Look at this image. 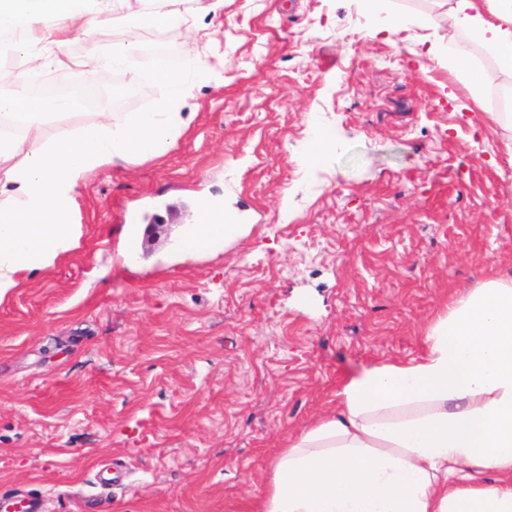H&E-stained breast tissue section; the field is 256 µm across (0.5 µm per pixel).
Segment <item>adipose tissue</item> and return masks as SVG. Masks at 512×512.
I'll return each instance as SVG.
<instances>
[{"label": "adipose tissue", "mask_w": 512, "mask_h": 512, "mask_svg": "<svg viewBox=\"0 0 512 512\" xmlns=\"http://www.w3.org/2000/svg\"><path fill=\"white\" fill-rule=\"evenodd\" d=\"M0 0V54H21L32 69L54 67L107 79L116 69L137 79L138 31L188 28L199 11L224 0ZM448 43L421 48L447 54L475 107L493 74L465 45H481L498 71L512 75V0H447ZM121 21L129 38L109 52L75 56L70 34L86 37ZM207 53L161 72L170 94L150 112H106L91 124L43 138L45 119L67 100L33 96L28 72L0 93V301L32 274L52 269L74 249L82 227L69 223L79 187L118 163L165 153L185 132L180 111L190 76L209 74ZM241 224L189 227L184 252L242 236ZM425 352L378 360L347 382L335 405L290 435L271 464L258 512H512V277L491 270L448 304L425 331Z\"/></svg>", "instance_id": "1"}]
</instances>
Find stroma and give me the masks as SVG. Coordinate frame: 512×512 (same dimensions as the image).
Here are the masks:
<instances>
[{"instance_id": "obj_1", "label": "stroma", "mask_w": 512, "mask_h": 512, "mask_svg": "<svg viewBox=\"0 0 512 512\" xmlns=\"http://www.w3.org/2000/svg\"><path fill=\"white\" fill-rule=\"evenodd\" d=\"M439 0H224L197 30L140 35L112 109L167 97L151 59L201 46L189 125L164 155L79 191L78 245L0 302V496L43 512H256L290 434L378 359L423 354L426 327L489 268L512 270V77L483 109L447 66ZM404 24L391 26L394 16ZM328 149L315 154L318 140ZM242 237L183 254L198 197ZM141 229L130 261L126 225ZM121 464V485L101 470Z\"/></svg>"}]
</instances>
